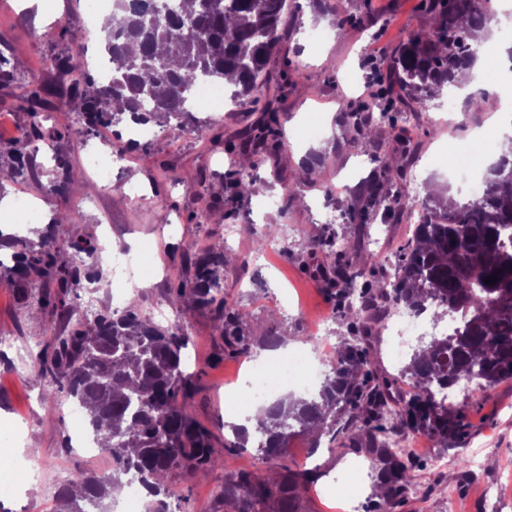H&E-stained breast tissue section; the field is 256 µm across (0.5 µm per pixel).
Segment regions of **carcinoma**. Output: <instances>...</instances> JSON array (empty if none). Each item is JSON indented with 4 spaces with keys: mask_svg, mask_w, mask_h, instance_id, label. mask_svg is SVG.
<instances>
[{
    "mask_svg": "<svg viewBox=\"0 0 512 512\" xmlns=\"http://www.w3.org/2000/svg\"><path fill=\"white\" fill-rule=\"evenodd\" d=\"M155 5V0H113L102 28V52L112 64L108 81L91 75L79 54L55 62L61 78L72 79L70 95L78 101L87 134L109 125L119 142L116 127L129 121H152L177 131L202 129L188 106L198 84L222 85L231 73L236 80L225 96L236 106L249 102L292 20L287 0H172L162 22L152 20ZM423 8L434 17L432 27L403 40L384 66L385 84L400 88L401 103L411 112L428 111L445 87L462 84L461 75L477 59L479 33L490 25L481 15L483 0H423ZM28 100L32 122L11 150L10 163L0 166V190L32 174L38 142L54 139L53 130L39 120L40 94L34 91ZM285 121L269 107L227 145L232 156L228 188L236 198L262 190L252 169L269 143L280 139ZM48 191L63 198L74 193L68 156L55 157ZM379 208L390 215L403 210L399 188L389 177L376 178L348 206L354 212ZM276 237L275 224L253 233L254 251L264 250ZM337 247L349 249L352 242L336 235L309 242L313 252ZM69 250L90 255L94 240L81 232L60 241L48 231L38 248L25 246L12 254V264L0 262V281L16 288L25 301L31 298V284L55 287L38 303L66 315L75 288L93 277L85 264L60 261ZM183 259L194 273L178 284L175 301L209 310L221 328L224 348L247 359L257 348L281 345L278 335L250 340L243 315L224 300L221 281L232 257L223 245L187 251ZM492 275L497 283H485ZM355 285L356 275L346 269L327 283L345 300L348 314L354 310L355 290L361 303L378 301L386 309L398 305L420 313L432 305L435 323L448 310L460 316L452 335L432 336L414 348L400 374L414 381L417 393L395 413L401 428L427 431L443 442L457 437L460 418L432 391L464 381L481 392L512 381V157L503 155L488 169L480 197L428 208L390 277L365 281L358 290ZM373 321H378L376 312L364 322L362 335L344 339L314 395L277 399L261 408L256 430L263 439L257 451L266 459L286 460L297 437L306 439L313 454L324 442L341 449L361 443L375 448L393 462L384 474L386 498L377 505L386 512L408 476L395 450L380 438L390 408L389 381L371 385L363 373L368 361L360 343L371 339ZM188 340L186 327L165 329L131 303L119 314L79 320L67 334L47 342L36 373L80 404L92 434H107L104 450L112 456L106 472L71 473L58 492L57 512H85L88 504L93 512H112L111 494L131 477L149 490L150 512H168L165 480L170 473L191 478L224 464L210 430L191 411L194 383L184 370ZM232 435L224 448H248L250 432L238 427ZM315 478L314 470L296 463L271 475L241 471L224 479L222 496L231 512H260L258 505L270 498L279 501L280 512H297L299 496Z\"/></svg>",
    "mask_w": 512,
    "mask_h": 512,
    "instance_id": "1",
    "label": "carcinoma"
}]
</instances>
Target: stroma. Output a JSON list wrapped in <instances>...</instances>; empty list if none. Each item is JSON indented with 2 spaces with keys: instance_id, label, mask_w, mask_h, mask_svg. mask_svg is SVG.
<instances>
[{
  "instance_id": "35a3bbf8",
  "label": "stroma",
  "mask_w": 512,
  "mask_h": 512,
  "mask_svg": "<svg viewBox=\"0 0 512 512\" xmlns=\"http://www.w3.org/2000/svg\"><path fill=\"white\" fill-rule=\"evenodd\" d=\"M91 4L55 0L53 14L47 15L38 6H22L20 0H0V53L12 58L14 70L13 81L0 83V162L9 163L12 145L30 123L27 98L32 90H40L42 112L57 132L53 145L40 147L33 176L7 184L0 196V233L27 230L29 222L17 206L24 200L36 205L37 222H45L51 213L68 215V223L56 228L58 237H66L76 226L95 232L97 224L107 220L113 243L125 248L150 244L160 275L131 289L129 297L143 314L153 318L162 310L169 325L186 326L192 355L188 371L196 385L194 414L211 431L216 447L223 448L228 434L225 388L244 375L246 362L225 351L209 310L184 311L171 304L173 281L193 274L181 263L183 248L220 240L234 253V263L224 269V295L245 314L251 339L276 333L290 337L291 348L309 352L314 348L312 336L325 325L329 342L340 346L349 335L348 320L323 278L315 274L316 268L327 265L323 254L307 248L325 228L323 212L334 211L336 232L358 242L341 257V264L362 270L367 253L375 251L387 261L376 274L388 277L413 226L405 217L396 224L384 223L378 212L368 223H349L343 213L352 195L395 157L405 167L399 183L403 202L426 200L427 184L444 178L436 152L447 149L449 137L467 141L479 124L495 115L464 103L450 120L435 107L426 112L392 110L370 137L349 145L342 113L365 103L375 65L408 35L432 26L433 19L420 0H337L341 14L352 20L340 33L316 0H289L294 22L254 101L221 112L194 106V114L208 124L206 131L156 128L144 147L126 154L107 185L86 173L85 151L109 155L108 129L100 127L90 137L83 134L69 84L53 63L58 56L81 50L100 56L99 31L85 28ZM269 106L288 119L284 146L264 156L254 175L267 195L278 198L290 191L294 201L285 211L260 207L254 197L236 202L220 179L229 169L226 142ZM57 152L70 157L79 182L77 192L66 199L46 190ZM190 168L203 171L201 184L175 181V171ZM127 182L141 188L143 199L122 191ZM244 214L249 223L241 222ZM273 222L280 223L281 233L266 246L267 262L260 268L252 261V234ZM380 228L385 231L381 237L376 234ZM42 292V286H35L32 302L25 303L12 288L0 286V446L15 461L14 467L0 468V483L17 488L15 495L0 498V512H55L54 495L71 472L88 467L101 471L110 465L108 456L91 463L70 447L79 428L64 414L69 400L35 374L46 342L73 325L37 303ZM369 358L373 376L392 380L391 407L401 410L415 388L390 362L389 340L382 330L374 332ZM469 394L461 387L454 395V410L463 425L459 439L445 443L426 432H399L400 460L414 488L397 495L390 512H512V382L488 389L476 400ZM445 454L472 456L476 462L466 475L451 476L436 465ZM345 458L342 452L318 455L317 471L327 481L302 493L299 512H330L335 507L341 492L334 479ZM270 466L251 448L226 451L223 468L213 472L191 478L170 474L175 512H224L220 488L225 476L241 470L262 474Z\"/></svg>"
}]
</instances>
